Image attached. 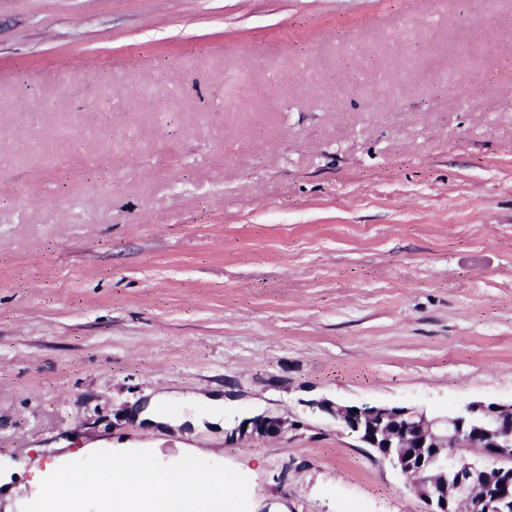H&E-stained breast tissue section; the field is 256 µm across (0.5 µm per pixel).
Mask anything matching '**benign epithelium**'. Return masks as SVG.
Instances as JSON below:
<instances>
[{
	"label": "benign epithelium",
	"mask_w": 512,
	"mask_h": 512,
	"mask_svg": "<svg viewBox=\"0 0 512 512\" xmlns=\"http://www.w3.org/2000/svg\"><path fill=\"white\" fill-rule=\"evenodd\" d=\"M317 407L334 416L360 441L413 480L414 492L428 505L427 512H459L458 505L476 499L480 484L512 460V403L473 402L440 426L438 420L405 407L364 405L354 408L329 401ZM254 428L278 435L282 422L262 417L233 429L237 434ZM479 448L494 465L482 466L458 453ZM484 512H512V486L492 500L482 501Z\"/></svg>",
	"instance_id": "obj_1"
}]
</instances>
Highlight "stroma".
<instances>
[{"label":"stroma","mask_w":512,"mask_h":512,"mask_svg":"<svg viewBox=\"0 0 512 512\" xmlns=\"http://www.w3.org/2000/svg\"><path fill=\"white\" fill-rule=\"evenodd\" d=\"M323 399L512 402V0H0V512L91 448L425 512Z\"/></svg>","instance_id":"stroma-1"}]
</instances>
